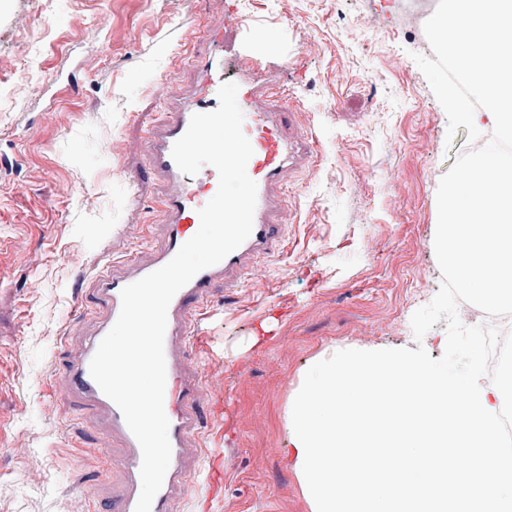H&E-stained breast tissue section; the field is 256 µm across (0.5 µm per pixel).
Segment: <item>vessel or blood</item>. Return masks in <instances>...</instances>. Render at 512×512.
Returning <instances> with one entry per match:
<instances>
[{
	"mask_svg": "<svg viewBox=\"0 0 512 512\" xmlns=\"http://www.w3.org/2000/svg\"><path fill=\"white\" fill-rule=\"evenodd\" d=\"M239 25L238 18L229 15L224 19L223 28L208 33L205 47L194 57L199 78L190 102L172 105L149 139V165L166 184L160 204L171 217L170 223L165 226L162 244L154 250L148 262L141 263L132 258L121 272L109 271L100 277L97 293L98 302L105 309V323L101 325L99 335L93 336L81 353L63 367L69 389L78 393L87 408L100 417L106 433L120 438L124 446L123 454L115 459L114 464L124 475L125 490L113 500L112 512H135L142 487V451L119 407L92 378L90 363L102 334L108 333L110 325L119 316L122 289L163 267L176 255L180 247L192 238V227L199 221V209L217 191L218 173L213 166H203L192 177L185 175L172 158V147L186 132L193 114L218 108L214 91L223 83L225 76L224 33ZM234 81L238 86L237 102L243 113L242 130L253 148V155L247 163L251 177L257 184L253 229L236 250L221 262L195 275L169 304L164 337V409L169 419L171 459L151 512H175L186 485L185 460L191 439L203 425L199 413L201 378L182 358L185 349L194 341V316L207 301L216 282H223L228 288L234 287L238 279L253 271L259 258L279 245L284 235L283 225L271 221L276 206L271 190L282 182L288 169V142L277 115L258 107L254 83L242 74L235 75Z\"/></svg>",
	"mask_w": 512,
	"mask_h": 512,
	"instance_id": "b4317fda",
	"label": "vessel or blood"
}]
</instances>
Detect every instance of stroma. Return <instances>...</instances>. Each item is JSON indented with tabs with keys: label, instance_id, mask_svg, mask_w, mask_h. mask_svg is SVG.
I'll list each match as a JSON object with an SVG mask.
<instances>
[{
	"label": "stroma",
	"instance_id": "stroma-1",
	"mask_svg": "<svg viewBox=\"0 0 512 512\" xmlns=\"http://www.w3.org/2000/svg\"><path fill=\"white\" fill-rule=\"evenodd\" d=\"M228 13L227 54L269 80L295 161L262 279L217 286L195 321L186 358L224 410L193 438L180 512H311L285 457L308 369L444 352L445 322L419 340L410 320L442 284L436 193L469 144L414 60L432 54L417 0H0V512L103 510L124 488L60 363L95 332L99 276L152 254L147 137Z\"/></svg>",
	"mask_w": 512,
	"mask_h": 512
}]
</instances>
